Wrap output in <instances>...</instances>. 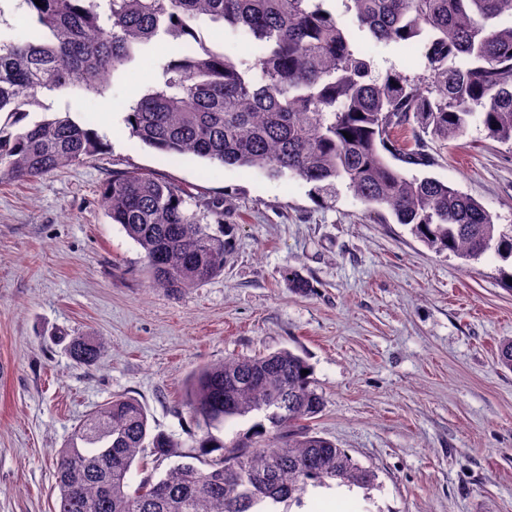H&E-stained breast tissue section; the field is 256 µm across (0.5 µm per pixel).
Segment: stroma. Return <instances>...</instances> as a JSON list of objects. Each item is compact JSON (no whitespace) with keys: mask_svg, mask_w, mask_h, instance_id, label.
Segmentation results:
<instances>
[{"mask_svg":"<svg viewBox=\"0 0 512 512\" xmlns=\"http://www.w3.org/2000/svg\"><path fill=\"white\" fill-rule=\"evenodd\" d=\"M374 75H422L419 54L353 31ZM152 43L112 93L52 101L103 131L107 150L21 183L0 184V512H53L55 453L112 396L137 399L156 430L190 443L181 406L199 366L288 348L307 356L324 399L309 426L374 469L343 512H512V263H464L382 223L345 186L268 178L191 154H165L130 134L124 108L178 53ZM430 176L512 224V144L479 122L447 148L429 144ZM118 171L175 183L188 207L224 204L233 227L224 273L173 295L152 287L141 248L101 202ZM311 289L293 291L292 276ZM103 338L106 358L75 364L72 337Z\"/></svg>","mask_w":512,"mask_h":512,"instance_id":"35a3bbf8","label":"stroma"}]
</instances>
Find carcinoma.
<instances>
[{"instance_id":"carcinoma-1","label":"carcinoma","mask_w":512,"mask_h":512,"mask_svg":"<svg viewBox=\"0 0 512 512\" xmlns=\"http://www.w3.org/2000/svg\"><path fill=\"white\" fill-rule=\"evenodd\" d=\"M324 2L13 0L35 32L0 30V182L30 181L108 148L93 127L68 115L29 120L32 108L45 107L42 98L105 97L156 38L196 41L195 25L206 21L247 35L261 59L207 47L163 59L156 86L127 105L125 122L141 144L274 180L294 177L318 192L340 182L438 253L466 262L489 252L512 259V224L495 223L473 197L436 178L409 177L384 156L420 165L427 141L446 145L473 119L488 138L512 143V0H341L353 26L376 43L419 49L424 74L417 78L393 70L373 76ZM406 127L411 148L397 139ZM101 199L112 223L142 249L153 285L175 295L224 273L231 227L202 223L184 189L115 172ZM109 352L102 338L69 342L81 365ZM184 404L197 426L195 452L133 491L129 474L141 449L167 458L183 444L152 432L132 397L95 408L56 455L54 512H280L282 504L304 506L312 489H367L376 480L307 428L323 397L311 365L290 349L203 365L186 383ZM249 415L260 417L252 434L224 443L218 433L226 423ZM271 428L270 448L260 439Z\"/></svg>"}]
</instances>
